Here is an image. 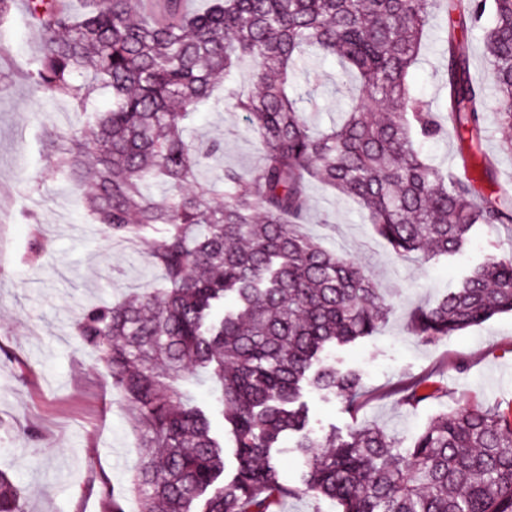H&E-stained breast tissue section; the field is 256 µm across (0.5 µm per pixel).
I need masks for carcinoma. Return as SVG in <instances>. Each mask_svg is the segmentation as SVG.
Segmentation results:
<instances>
[{
	"label": "carcinoma",
	"instance_id": "carcinoma-1",
	"mask_svg": "<svg viewBox=\"0 0 512 512\" xmlns=\"http://www.w3.org/2000/svg\"><path fill=\"white\" fill-rule=\"evenodd\" d=\"M40 31L31 74L36 98L71 96L83 123L61 136L45 125L54 167L83 189L93 221L118 241L157 234L153 264L163 284L119 305L93 304L74 323L126 403L140 455L127 486L102 482L106 512H280L305 493L340 512H512V410L462 408L432 419L407 446L375 426L348 437L308 429L303 384L357 406L360 376L321 362L336 345L372 335L388 314L373 279L351 258L301 232L316 180L356 200L399 256L459 255L477 227L512 224V196L493 188L482 154L488 114L512 128V0H208L186 11L166 0L162 17L132 16L130 0H22ZM447 17L443 112L409 80L426 30ZM478 28L493 82L472 79L461 35ZM332 56L359 97L343 121L314 130L291 74ZM83 82L75 84L77 77ZM215 104L246 114L261 146L257 169H224V201L204 171L223 150L188 138L190 120ZM103 85L112 109L88 110ZM462 134V167L482 156L481 178L453 177L426 155L448 127ZM232 299L235 309L224 310ZM512 312V260L493 255L409 329L424 343ZM208 374L220 387L234 448L177 383ZM417 407L425 379L384 392ZM290 434L308 460L304 487L285 483L273 453ZM0 512H25L19 488L0 472Z\"/></svg>",
	"mask_w": 512,
	"mask_h": 512
}]
</instances>
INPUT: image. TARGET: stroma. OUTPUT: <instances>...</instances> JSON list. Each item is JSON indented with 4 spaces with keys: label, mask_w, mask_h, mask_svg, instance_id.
Instances as JSON below:
<instances>
[{
    "label": "stroma",
    "mask_w": 512,
    "mask_h": 512,
    "mask_svg": "<svg viewBox=\"0 0 512 512\" xmlns=\"http://www.w3.org/2000/svg\"><path fill=\"white\" fill-rule=\"evenodd\" d=\"M0 41L6 46L0 54V253L8 259L0 271V470L21 489L27 512H103L101 481L125 483L138 440L126 405L94 352L75 338L72 322L88 305L118 303L158 285L162 272L149 262L150 242L123 246L90 226L80 194L53 168L41 129L67 131L78 121L77 108L66 97L30 99L41 36L19 2L0 20ZM446 65L443 33L431 29L412 76L425 104L445 97ZM338 70L328 58L295 76L296 89L311 94L304 112L316 127L340 121L350 102L336 82ZM190 133L199 142L221 138L215 173L257 165L258 145L231 107L201 106ZM308 195L306 236L357 261L390 307L377 333L324 354V364L358 372L366 395L352 411L340 396L306 393L310 430L346 436L373 424L405 443L440 412L495 411L512 403V313L432 344L409 331L417 308L435 302L484 258L512 260V224L478 228L455 258H399L355 201L317 182ZM29 213L38 225L26 222ZM37 233L48 250L33 266L24 256ZM429 373L439 392L417 408L385 397L391 385Z\"/></svg>",
    "instance_id": "35a3bbf8"
}]
</instances>
